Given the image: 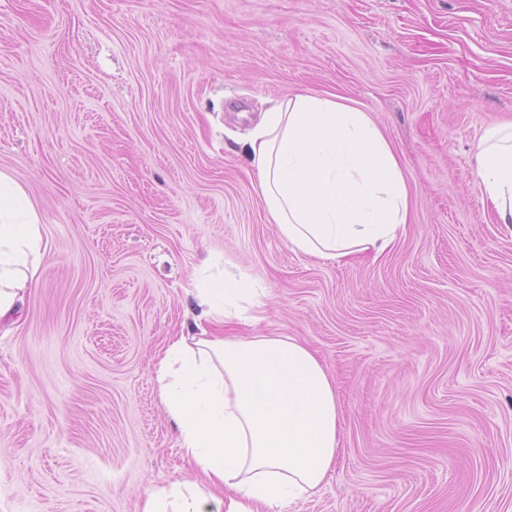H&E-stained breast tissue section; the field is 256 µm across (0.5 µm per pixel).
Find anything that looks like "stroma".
Here are the masks:
<instances>
[{
	"label": "stroma",
	"mask_w": 512,
	"mask_h": 512,
	"mask_svg": "<svg viewBox=\"0 0 512 512\" xmlns=\"http://www.w3.org/2000/svg\"><path fill=\"white\" fill-rule=\"evenodd\" d=\"M333 95L400 160L409 221L340 263L290 249L241 151ZM512 121V0H0V169L47 244L0 335V512H141L182 477L157 389L201 269L330 373L341 454L287 512H512V224L477 185Z\"/></svg>",
	"instance_id": "35a3bbf8"
}]
</instances>
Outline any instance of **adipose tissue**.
<instances>
[{
    "label": "adipose tissue",
    "mask_w": 512,
    "mask_h": 512,
    "mask_svg": "<svg viewBox=\"0 0 512 512\" xmlns=\"http://www.w3.org/2000/svg\"><path fill=\"white\" fill-rule=\"evenodd\" d=\"M267 209L292 250L338 261L383 249L406 224L402 166L368 113L335 97L298 94L265 112L247 142ZM478 184L512 223V124L488 130ZM45 240L25 188L0 170V325L37 277ZM203 316L224 323L261 303L244 273L211 272L193 290ZM195 477L152 489L142 512H274L330 476L339 452L336 386L290 336L174 338L157 368Z\"/></svg>",
    "instance_id": "adipose-tissue-1"
}]
</instances>
